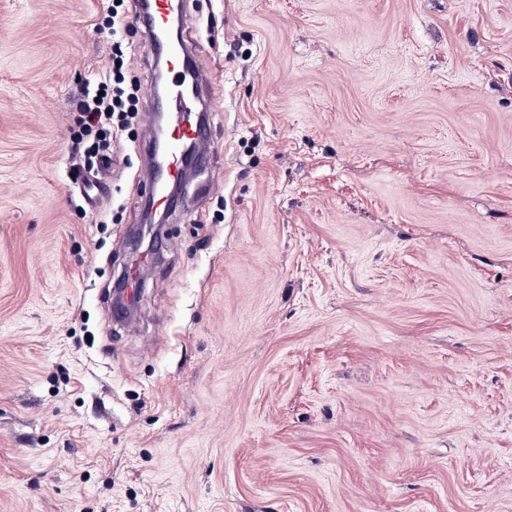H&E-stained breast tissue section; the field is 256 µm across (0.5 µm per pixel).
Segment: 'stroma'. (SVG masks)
<instances>
[{
  "label": "stroma",
  "mask_w": 512,
  "mask_h": 512,
  "mask_svg": "<svg viewBox=\"0 0 512 512\" xmlns=\"http://www.w3.org/2000/svg\"><path fill=\"white\" fill-rule=\"evenodd\" d=\"M108 5L0 0V512H512V0H191L215 189L144 264ZM124 66L122 44L115 41L112 44V85L105 82L92 89L88 85L74 100L73 112L79 114L78 140L94 132V141L88 147L89 151L98 141L107 140V130L114 124L127 125L138 112L140 85L136 80L126 81ZM99 92H104V95H99ZM91 154L99 160L103 159L100 152L92 151Z\"/></svg>",
  "instance_id": "stroma-1"
}]
</instances>
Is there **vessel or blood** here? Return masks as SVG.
Listing matches in <instances>:
<instances>
[{
	"mask_svg": "<svg viewBox=\"0 0 512 512\" xmlns=\"http://www.w3.org/2000/svg\"><path fill=\"white\" fill-rule=\"evenodd\" d=\"M188 0H138L137 20L143 29L142 45L160 80L152 81L147 92L148 109L160 113L166 131L165 146L147 143L146 160L164 151L165 162L148 183V200L154 210L170 211L174 201L166 185L176 182L187 163L207 168L216 148L206 137V127L217 105L205 99L207 72L193 63L195 47L186 30Z\"/></svg>",
	"mask_w": 512,
	"mask_h": 512,
	"instance_id": "1",
	"label": "vessel or blood"
}]
</instances>
